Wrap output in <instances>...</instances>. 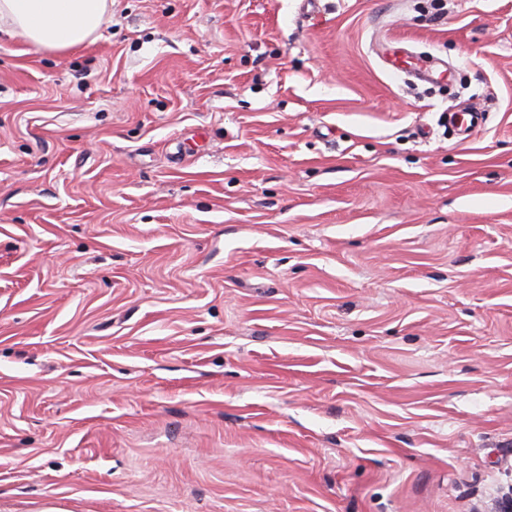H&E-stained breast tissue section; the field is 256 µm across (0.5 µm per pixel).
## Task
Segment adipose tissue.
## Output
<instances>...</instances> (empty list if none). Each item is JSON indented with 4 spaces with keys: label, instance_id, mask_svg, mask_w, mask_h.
I'll return each instance as SVG.
<instances>
[{
    "label": "adipose tissue",
    "instance_id": "adipose-tissue-1",
    "mask_svg": "<svg viewBox=\"0 0 512 512\" xmlns=\"http://www.w3.org/2000/svg\"><path fill=\"white\" fill-rule=\"evenodd\" d=\"M112 0H0V27L39 49L65 52L93 41Z\"/></svg>",
    "mask_w": 512,
    "mask_h": 512
}]
</instances>
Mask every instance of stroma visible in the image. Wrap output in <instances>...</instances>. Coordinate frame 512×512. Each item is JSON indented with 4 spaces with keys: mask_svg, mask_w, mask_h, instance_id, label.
I'll list each match as a JSON object with an SVG mask.
<instances>
[{
    "mask_svg": "<svg viewBox=\"0 0 512 512\" xmlns=\"http://www.w3.org/2000/svg\"><path fill=\"white\" fill-rule=\"evenodd\" d=\"M509 498L512 0L0 33V512ZM483 120L481 112H448V125L456 128L460 133L466 134L478 127Z\"/></svg>",
    "mask_w": 512,
    "mask_h": 512,
    "instance_id": "35a3bbf8",
    "label": "stroma"
}]
</instances>
